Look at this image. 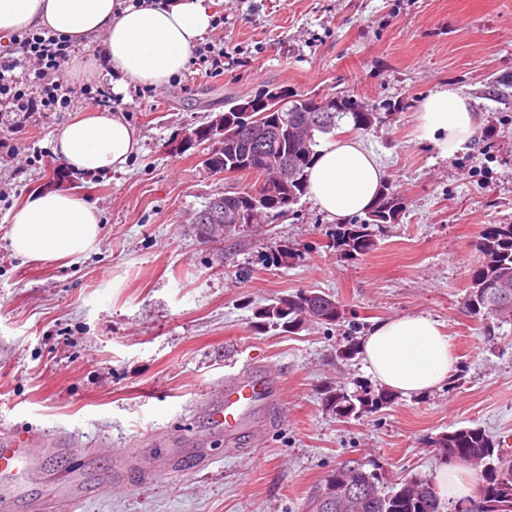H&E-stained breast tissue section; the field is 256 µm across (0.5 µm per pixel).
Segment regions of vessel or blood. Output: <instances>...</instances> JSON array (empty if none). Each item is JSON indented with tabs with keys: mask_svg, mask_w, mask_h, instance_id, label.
<instances>
[{
	"mask_svg": "<svg viewBox=\"0 0 512 512\" xmlns=\"http://www.w3.org/2000/svg\"><path fill=\"white\" fill-rule=\"evenodd\" d=\"M277 373V367L271 365L264 375L228 377L214 387L207 412L215 426L223 429L226 437L231 438L239 433L246 413L256 402L275 401L279 394ZM37 447V442L29 436H0V505H9L7 493L20 479L22 464L34 458Z\"/></svg>",
	"mask_w": 512,
	"mask_h": 512,
	"instance_id": "b4317fda",
	"label": "vessel or blood"
}]
</instances>
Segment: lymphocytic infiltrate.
Segmentation results:
<instances>
[{
  "instance_id": "lymphocytic-infiltrate-1",
  "label": "lymphocytic infiltrate",
  "mask_w": 512,
  "mask_h": 512,
  "mask_svg": "<svg viewBox=\"0 0 512 512\" xmlns=\"http://www.w3.org/2000/svg\"><path fill=\"white\" fill-rule=\"evenodd\" d=\"M73 53L70 39L48 30L27 29L0 43V102L10 105L9 126L24 127L32 113L65 112L85 96L109 107V84L70 86L66 65Z\"/></svg>"
}]
</instances>
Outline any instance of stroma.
I'll use <instances>...</instances> for the list:
<instances>
[{
  "label": "stroma",
  "mask_w": 512,
  "mask_h": 512,
  "mask_svg": "<svg viewBox=\"0 0 512 512\" xmlns=\"http://www.w3.org/2000/svg\"><path fill=\"white\" fill-rule=\"evenodd\" d=\"M224 73L189 69L126 118L142 149L125 171L77 176L52 134L82 112H40L0 124V429L42 438L9 512H44L60 490L68 512H304L340 464L376 467L386 487L437 479L433 441L481 427L512 446V324L490 326L460 300L476 239L512 224V108L482 96L512 77V0H212ZM467 95L481 124L467 150L442 157L420 140L417 112L435 89ZM270 87L351 95L376 120L361 133L404 210L377 250L350 259L339 226L302 196L282 216L200 237L194 219L218 193L245 187L211 172L189 131L228 100ZM94 203L101 238L52 263L16 257L11 219L39 190ZM287 261H278L281 252ZM330 294L337 325L300 334L257 327L255 314L299 291ZM424 315L442 324L456 358L447 382L345 419L325 406L331 386L380 387L346 339L378 321ZM280 370L275 404H257L234 443L199 410L216 380ZM111 491L100 486L111 476Z\"/></svg>",
  "instance_id": "35a3bbf8"
}]
</instances>
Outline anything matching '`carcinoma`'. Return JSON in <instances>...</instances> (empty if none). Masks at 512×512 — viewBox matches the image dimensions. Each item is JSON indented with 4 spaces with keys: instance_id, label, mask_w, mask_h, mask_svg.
Returning <instances> with one entry per match:
<instances>
[{
    "instance_id": "carcinoma-1",
    "label": "carcinoma",
    "mask_w": 512,
    "mask_h": 512,
    "mask_svg": "<svg viewBox=\"0 0 512 512\" xmlns=\"http://www.w3.org/2000/svg\"><path fill=\"white\" fill-rule=\"evenodd\" d=\"M484 93L505 105H512V83L489 80ZM354 100L348 95L336 97L334 112H260L252 113L255 123L280 130L273 142L274 150L297 165L299 181L288 180L286 185L262 180L253 133L241 126L238 112L224 113V148L208 160L209 166L225 178L254 177V182L240 191H226L218 196L226 204L245 213L254 201L277 200L272 214H280L307 192L306 169L312 164L319 145L317 137L335 134L340 122L349 117L353 129L367 131L373 124L371 112H355ZM218 204L208 202L214 220L200 225L207 234L223 232L229 237L236 226L219 220ZM402 202L391 186L383 187L373 208L354 224H347L336 235V247L342 255L357 258L371 251L388 225L398 221ZM481 258L472 272L470 286L463 299V309L472 316L493 318L497 323H512V224H497L485 232L476 243ZM344 310L332 296L317 292H302L280 299L256 313L257 325L281 326L296 335L310 324L335 325L343 318ZM328 406L343 417L354 416L363 410L367 400L330 388L325 392ZM438 454H446L460 466L475 470L480 476L475 495L454 506L456 512H512V452L499 444L480 427H459L433 441ZM380 487L376 494L361 492L355 498L326 501L325 493L331 482L344 481L356 486L365 477ZM382 477L367 471L360 464H342L328 473L307 504V512H443L445 505L438 488L429 479L410 480L396 492L382 490Z\"/></svg>"
}]
</instances>
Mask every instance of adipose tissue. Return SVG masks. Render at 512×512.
<instances>
[{
    "mask_svg": "<svg viewBox=\"0 0 512 512\" xmlns=\"http://www.w3.org/2000/svg\"><path fill=\"white\" fill-rule=\"evenodd\" d=\"M212 20L205 0H146L139 6L118 0H0V33L47 28L76 45L106 33L104 58H74L80 75L95 76L105 63L124 79L153 87L188 71ZM478 123L468 98L445 87L422 102L418 133L448 157L473 137ZM140 143L121 113L95 107L57 128L52 141L54 155L84 173L124 171ZM385 176L378 156L361 140L342 138L319 149L308 171V192L329 219L342 222L371 207ZM99 224L94 205L69 191L36 193L12 217L10 247L31 262H56L93 250ZM362 351L368 373L408 397L440 388L455 364L446 334L422 315L377 322Z\"/></svg>",
    "mask_w": 512,
    "mask_h": 512,
    "instance_id": "obj_1",
    "label": "adipose tissue"
}]
</instances>
